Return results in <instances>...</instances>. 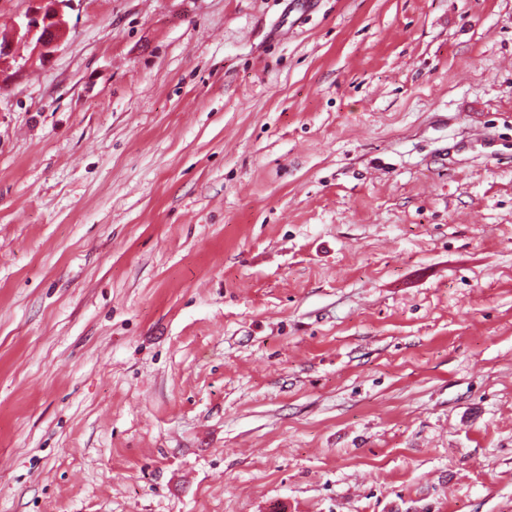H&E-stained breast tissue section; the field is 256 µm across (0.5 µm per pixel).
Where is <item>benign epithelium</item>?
I'll use <instances>...</instances> for the list:
<instances>
[{"instance_id":"7a95c632","label":"benign epithelium","mask_w":512,"mask_h":512,"mask_svg":"<svg viewBox=\"0 0 512 512\" xmlns=\"http://www.w3.org/2000/svg\"><path fill=\"white\" fill-rule=\"evenodd\" d=\"M45 9H31L24 20L9 33L0 32V73L6 65L17 60L14 48L20 42L33 45V53L46 60L53 56L63 42L68 22L65 10L74 9L76 0H45Z\"/></svg>"}]
</instances>
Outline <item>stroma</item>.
Masks as SVG:
<instances>
[{
    "label": "stroma",
    "instance_id": "1",
    "mask_svg": "<svg viewBox=\"0 0 512 512\" xmlns=\"http://www.w3.org/2000/svg\"><path fill=\"white\" fill-rule=\"evenodd\" d=\"M0 80V512H512V0H79Z\"/></svg>",
    "mask_w": 512,
    "mask_h": 512
}]
</instances>
